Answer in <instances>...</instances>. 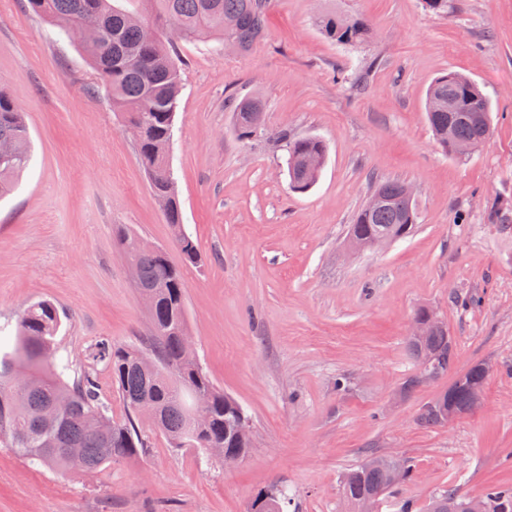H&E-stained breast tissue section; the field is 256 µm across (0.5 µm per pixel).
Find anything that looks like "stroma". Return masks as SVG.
Wrapping results in <instances>:
<instances>
[{
	"mask_svg": "<svg viewBox=\"0 0 512 512\" xmlns=\"http://www.w3.org/2000/svg\"><path fill=\"white\" fill-rule=\"evenodd\" d=\"M370 20L367 42L325 38L324 11ZM169 162L184 263L123 116L97 90L77 41L57 38L27 0H0V86L25 114L31 158L0 198V334L34 301L60 310L59 357L94 369L113 418L112 373L93 364L103 338L148 350L151 321L119 246L122 231L183 269L189 333L214 384L250 417L251 450L233 465L172 451L150 426L133 458L95 476L30 468L0 447V512H249L277 483L288 512H346L343 474L374 455L410 462L397 499L425 506L440 490L477 496L512 483V0H275L246 54L185 42ZM474 80L492 103L491 135L470 158L444 154L424 100L437 76ZM258 96L261 133L237 135L228 98ZM322 138L308 193L289 187L281 132ZM416 191L414 235L347 255V228L374 181ZM439 310L455 340L448 375L408 395L418 371L414 310ZM493 370L480 406L427 429L419 414L455 375ZM350 381L336 388L337 377Z\"/></svg>",
	"mask_w": 512,
	"mask_h": 512,
	"instance_id": "1",
	"label": "stroma"
}]
</instances>
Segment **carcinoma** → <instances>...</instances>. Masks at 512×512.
Returning <instances> with one entry per match:
<instances>
[{
  "instance_id": "cac0c4a2",
  "label": "carcinoma",
  "mask_w": 512,
  "mask_h": 512,
  "mask_svg": "<svg viewBox=\"0 0 512 512\" xmlns=\"http://www.w3.org/2000/svg\"><path fill=\"white\" fill-rule=\"evenodd\" d=\"M36 14L54 23L61 33L77 39L82 54L99 75L113 108L122 112L131 129L139 160L148 175L151 190L168 200L167 222L174 230L175 243L183 260L194 264L198 251L192 238L183 232L175 180L171 177L168 149L183 88L178 65L179 42L201 38L217 40L224 49L237 53L250 50L260 39L266 15L273 0H148L153 19L148 21L116 3V0H27ZM316 24L325 37L339 45L367 41L369 21L362 16L322 12ZM453 98L452 108L433 110L436 99ZM428 123L441 150L453 155V143L444 136L453 129L455 139L481 144L491 132V102L470 78L448 72L436 77L426 93ZM239 137L249 139L263 122V104L255 97H244L233 106ZM287 158L326 159L327 145L315 136L290 139L280 136ZM0 151L11 153L0 161V196L11 191L13 178L30 159V141L24 112L10 93L0 86ZM289 186L296 193L309 192L321 171L287 167ZM403 183L379 181L373 191L391 198L390 206L361 208L348 238L366 243L380 233L394 240L413 235L418 224L416 201L401 195ZM121 248L135 270L138 288L153 294L150 312L152 349L145 353L134 346L114 345L103 339L96 345L95 360L112 371V380L126 410L118 421L109 415V406L98 391L93 370L64 378L70 364L55 359V336L61 316L54 302L43 299L31 304L18 321V336L12 350L0 355V445L11 449L32 467L95 475L112 463L139 454L144 441L139 429L137 408L147 402L155 410L152 428L164 436L170 447L221 448L232 457L245 458L250 436L236 435L239 424H249L242 407L216 388L209 374L187 356L182 336L188 331L185 283L181 270L171 265L165 254L140 245V238L127 231L120 238ZM416 362L429 356L436 363L438 376L448 374L453 359V340L446 325L423 338L408 339ZM149 359L154 370L142 367ZM486 364L480 363L459 375L448 390L423 408L419 421L425 428L447 423L448 405L464 411L475 391L484 388ZM206 399L209 419L194 428L190 413L195 395ZM59 448H75L77 453H59ZM392 472L368 462L347 471L342 479V495L349 512H358L363 500L373 497L381 504L391 497ZM481 499L487 512H512V485L494 484ZM469 497L457 489L434 495L425 512H459ZM288 493L271 485L260 491L251 512H279L290 505Z\"/></svg>"
}]
</instances>
